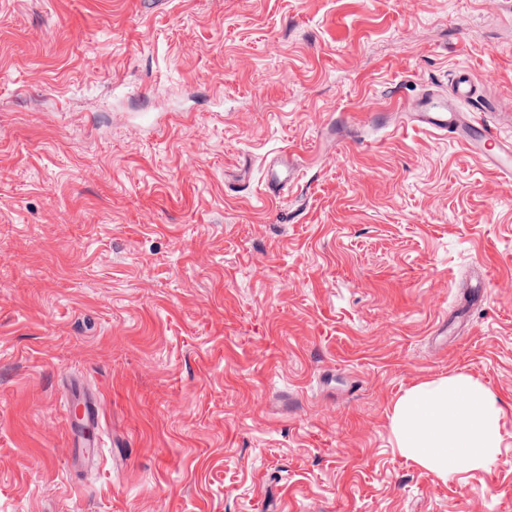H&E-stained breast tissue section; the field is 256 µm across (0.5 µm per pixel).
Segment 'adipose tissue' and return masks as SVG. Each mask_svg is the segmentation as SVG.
I'll return each instance as SVG.
<instances>
[{"mask_svg":"<svg viewBox=\"0 0 512 512\" xmlns=\"http://www.w3.org/2000/svg\"><path fill=\"white\" fill-rule=\"evenodd\" d=\"M398 445L415 462L444 473L463 459L482 465L500 442V411L470 376L459 374L412 387L392 418Z\"/></svg>","mask_w":512,"mask_h":512,"instance_id":"adipose-tissue-1","label":"adipose tissue"}]
</instances>
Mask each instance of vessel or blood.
Listing matches in <instances>:
<instances>
[{
  "label": "vessel or blood",
  "mask_w": 512,
  "mask_h": 512,
  "mask_svg": "<svg viewBox=\"0 0 512 512\" xmlns=\"http://www.w3.org/2000/svg\"><path fill=\"white\" fill-rule=\"evenodd\" d=\"M479 97V86L471 72L461 68L454 72L446 96L424 95L412 101L403 100L395 109L402 112L408 123L449 136L502 179L511 180L512 139L501 136L495 127L471 118L466 112ZM297 178V171L289 167L287 159L272 161L266 171V196H280Z\"/></svg>",
  "instance_id": "obj_1"
}]
</instances>
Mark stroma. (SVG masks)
Instances as JSON below:
<instances>
[{
  "mask_svg": "<svg viewBox=\"0 0 512 512\" xmlns=\"http://www.w3.org/2000/svg\"><path fill=\"white\" fill-rule=\"evenodd\" d=\"M460 66L511 134L512 0H0V512H512V183L392 108ZM457 374L444 476L391 419ZM299 177L297 171L288 167V160L279 158L272 161L267 167L264 191L267 197L276 198L287 186L294 183ZM392 429L408 457L448 475L456 459L481 466L495 452L500 411L484 387L459 374L406 391L395 405Z\"/></svg>",
  "mask_w": 512,
  "mask_h": 512,
  "instance_id": "35a3bbf8",
  "label": "stroma"
}]
</instances>
